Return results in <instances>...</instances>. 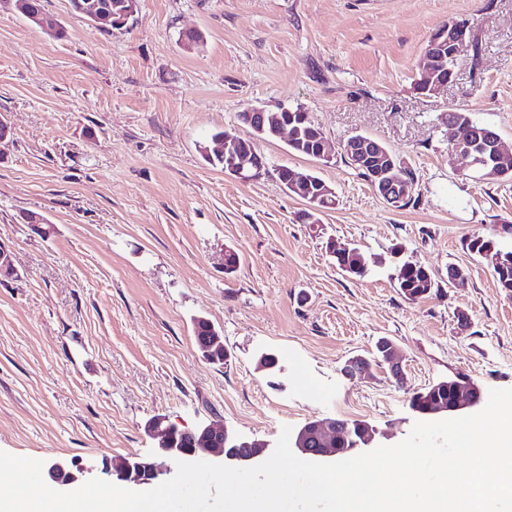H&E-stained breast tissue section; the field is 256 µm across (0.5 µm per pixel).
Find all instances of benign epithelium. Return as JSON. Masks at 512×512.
I'll use <instances>...</instances> for the list:
<instances>
[{"mask_svg": "<svg viewBox=\"0 0 512 512\" xmlns=\"http://www.w3.org/2000/svg\"><path fill=\"white\" fill-rule=\"evenodd\" d=\"M93 24L106 28L111 18V4L106 0L95 4L91 9ZM470 40L467 29L457 22L448 24L436 32L422 53L418 68L421 72L424 94L433 95L448 88V78L436 62L445 59L456 60L460 48ZM249 123L256 131L270 125L275 136L288 135L294 138V132L288 126V119L279 115H267L262 108L253 109ZM448 127L449 151L451 154L468 159V167L473 178L479 181H490L500 176L505 170L504 160L512 153L504 148L499 135L491 128L473 123L464 125L445 122ZM218 151L229 155L228 174L242 180L256 178L251 154L242 148L248 146L241 137L232 133L226 134L218 141ZM353 159V167L365 171L372 181L373 189L382 198L391 200L399 192L403 180L400 167L391 158L382 144L363 135H354L344 145ZM283 183L297 191L306 189L303 202L309 211L319 212V204L324 195L332 192V188L321 183L311 188L310 179L301 170L287 169L282 176ZM195 322L209 325V332L202 337L199 348L203 355L211 361L224 360L223 337L214 325L204 317ZM450 384L456 389L453 403L448 407H439L435 413L454 414L465 409L474 408L481 402V391L477 384L470 380L452 379ZM359 439L352 446L361 450L373 444L377 430L367 423L358 425ZM148 434L157 441V454L162 461L129 456L108 464V468L116 479L128 485L143 486L163 482L170 475L171 469L165 461H183L187 459H215L218 463L234 468H249L263 463L268 445L245 439L226 428H215L211 425L185 431L165 419H154L147 426ZM294 448L303 456L324 460H334L339 455L336 448V419H315L306 423L296 434ZM95 467L84 468L57 462L49 470V477L61 486H70L87 475L93 474Z\"/></svg>", "mask_w": 512, "mask_h": 512, "instance_id": "1", "label": "benign epithelium"}]
</instances>
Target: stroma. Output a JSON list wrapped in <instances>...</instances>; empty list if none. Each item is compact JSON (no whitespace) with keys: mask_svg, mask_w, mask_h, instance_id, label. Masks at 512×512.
Wrapping results in <instances>:
<instances>
[{"mask_svg":"<svg viewBox=\"0 0 512 512\" xmlns=\"http://www.w3.org/2000/svg\"><path fill=\"white\" fill-rule=\"evenodd\" d=\"M43 5L63 39L0 0V118L14 130L0 147V451L49 466L152 459L156 418L269 444L286 425L359 420L391 446L417 420L412 392L453 375L512 388V296L463 246L474 234L512 246V181L468 177L441 122L463 110L512 146V0H139L109 32L70 0ZM460 19L478 44L463 45L447 89L418 93L425 42ZM189 31L204 35L193 50ZM250 107L302 109L335 158L274 138L257 144L259 178L225 175L202 148L218 129L251 137ZM357 134L412 171L413 202L393 207L339 158ZM283 166L334 190L319 223L300 221ZM29 211L45 223H24ZM332 239L375 257L364 278L336 267ZM396 246L440 293H399ZM452 266L464 286L449 287ZM198 316L222 333L223 363L199 351ZM383 337L403 383L377 366L342 375ZM266 353L274 371L257 367Z\"/></svg>","mask_w":512,"mask_h":512,"instance_id":"obj_1","label":"stroma"}]
</instances>
